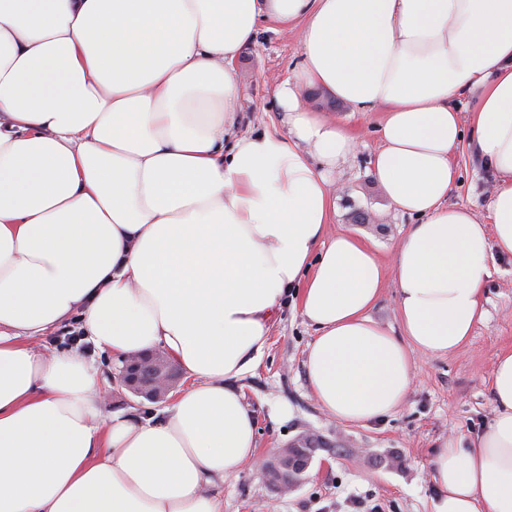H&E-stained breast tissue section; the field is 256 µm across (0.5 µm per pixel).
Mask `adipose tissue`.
<instances>
[{"label": "adipose tissue", "instance_id": "obj_1", "mask_svg": "<svg viewBox=\"0 0 512 512\" xmlns=\"http://www.w3.org/2000/svg\"><path fill=\"white\" fill-rule=\"evenodd\" d=\"M264 19L302 63L280 128L239 135L229 66ZM306 87L383 111L373 172L417 219L390 266L330 230L356 138ZM465 146L496 181L484 222L448 201ZM495 254L512 257V0H0V512H224L257 456L237 381L288 298L315 331L312 397L363 425L404 404L411 350L469 342ZM389 273L394 328L371 316ZM73 319L100 352L165 351L188 385L157 416L106 411L94 362L34 346ZM491 393L485 431L430 460L434 512H512V349Z\"/></svg>", "mask_w": 512, "mask_h": 512}]
</instances>
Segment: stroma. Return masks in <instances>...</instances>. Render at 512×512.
Segmentation results:
<instances>
[{"label":"stroma","mask_w":512,"mask_h":512,"mask_svg":"<svg viewBox=\"0 0 512 512\" xmlns=\"http://www.w3.org/2000/svg\"><path fill=\"white\" fill-rule=\"evenodd\" d=\"M301 63L299 36L262 23L256 42L235 61L243 89L239 133L261 131L280 119L274 89ZM306 105L336 117L360 142L358 150L332 175L336 187V232L349 231L371 243L382 263L406 234L411 217L397 213L375 179L370 161L380 147L381 112H355L325 92L305 91ZM460 178L452 204L470 207L486 218L494 176L470 150L457 157ZM373 220L357 224L353 209ZM496 273L484 291L486 315L471 340L455 353L437 356L412 351L414 379L396 413L363 426L344 425L327 416L312 398L304 366L315 332L297 307H283L270 344L257 365L239 381L257 419L258 458L288 446L307 432L320 435L317 451L292 492L278 494L257 465L245 466L226 480L224 512H434L439 492L429 461L448 437H476L493 416L490 381L497 354L512 349V259L495 260ZM78 351L93 357L106 380L108 406L132 417L149 416L163 405L133 395L115 383L119 357L96 352L81 340Z\"/></svg>","instance_id":"35a3bbf8"}]
</instances>
